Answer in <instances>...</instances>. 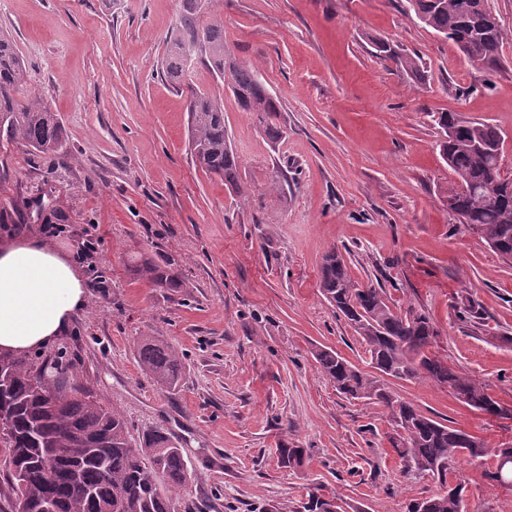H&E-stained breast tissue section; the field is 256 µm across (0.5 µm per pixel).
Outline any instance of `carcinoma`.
<instances>
[{"label": "carcinoma", "instance_id": "carcinoma-1", "mask_svg": "<svg viewBox=\"0 0 512 512\" xmlns=\"http://www.w3.org/2000/svg\"><path fill=\"white\" fill-rule=\"evenodd\" d=\"M406 12L445 38H469L464 52L475 67L493 71L501 66L500 50L507 38L493 14L490 0H405ZM212 0H181L179 26L172 34L162 61L164 77L177 88L185 85L188 61L199 58L214 78L224 80V22L210 10ZM376 52L396 71L424 79L420 57L402 53L386 42ZM26 63L13 33L0 29V140L20 143L42 155L64 157L57 115L40 95L24 90ZM227 87L240 110L249 113L265 138L279 142L285 134L279 123L280 104L262 80L255 64L244 61L231 67ZM189 94V143L195 160L224 185L241 191L238 161L225 123L224 100L192 86ZM437 125L444 131L440 154L468 191L453 196L452 208L477 226L482 238L506 263L512 264V195L493 196L489 178L494 171L492 151L505 134L486 121H465L440 112ZM36 220L63 224L57 208L39 207ZM137 274L160 288H180L177 273L150 264ZM320 287L325 299L344 317L366 345L370 364L396 379L424 380L451 388L457 398L481 413H496L503 406L486 386L458 367L448 365L433 350L438 332L424 312L393 309L383 289L360 285L342 255L329 252L321 267ZM142 370L172 388L180 380L178 352L151 336L138 349ZM314 358L336 390L348 399H364L387 410L396 433L389 438L399 458L438 480L440 491L407 504L406 512H461L466 486L450 483L448 474L460 458L483 464L497 460L486 472L491 484L512 482V447L491 448L473 436L428 416L399 399L374 375L344 357L319 350ZM0 413L11 430L0 438L3 468L11 480L9 512H175L174 494L186 489L190 460L167 430L154 428L132 441L120 411L104 405L93 391L66 379L54 361L40 364L22 357L0 356ZM76 442L80 456H68ZM305 450L281 448L285 467H299ZM336 495H309L305 512H332Z\"/></svg>", "mask_w": 512, "mask_h": 512}]
</instances>
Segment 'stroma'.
<instances>
[{"label": "stroma", "mask_w": 512, "mask_h": 512, "mask_svg": "<svg viewBox=\"0 0 512 512\" xmlns=\"http://www.w3.org/2000/svg\"><path fill=\"white\" fill-rule=\"evenodd\" d=\"M491 5L509 37L502 68L486 72L404 0H217L227 54L259 66L287 130L266 141L191 61L187 83L224 100L236 193L196 164L187 95L162 73L180 0H0V28L14 33L68 150L58 159L0 141V208L14 220L0 241L45 235L30 221L37 205L60 209L52 241L90 283L67 334L29 357L62 354L66 376L119 409L132 436L162 427L180 442L193 473L178 512H304L316 489L362 512H406L438 492L393 451L384 407L344 398L318 370L319 349L370 368L320 291L332 250L392 308L425 310L434 351L512 411V265L449 212L456 179L433 119L498 126L512 175V0ZM377 40L419 56L425 85L378 59ZM279 171L288 184L269 192ZM142 263L176 270L182 287L141 279ZM144 336L178 350L177 387L141 370ZM386 383L424 415L512 446V418L430 382ZM284 447L305 449L303 465H281ZM494 466L456 462L466 512H512V487L485 476Z\"/></svg>", "instance_id": "obj_1"}]
</instances>
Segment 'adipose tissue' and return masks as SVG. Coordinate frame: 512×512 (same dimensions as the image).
<instances>
[{"instance_id":"ef3b65f1","label":"adipose tissue","mask_w":512,"mask_h":512,"mask_svg":"<svg viewBox=\"0 0 512 512\" xmlns=\"http://www.w3.org/2000/svg\"><path fill=\"white\" fill-rule=\"evenodd\" d=\"M81 269L29 235L0 243V354L44 347L65 334L86 302Z\"/></svg>"}]
</instances>
